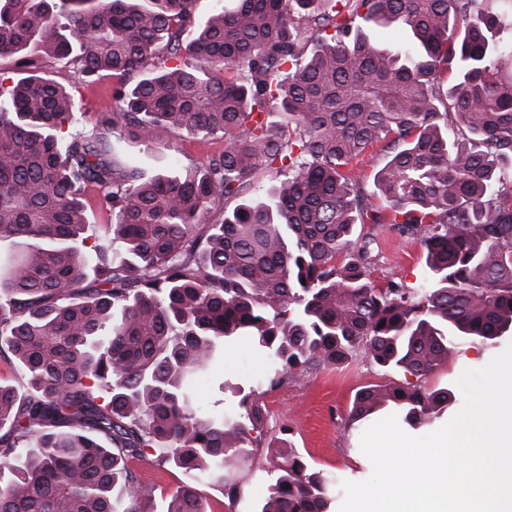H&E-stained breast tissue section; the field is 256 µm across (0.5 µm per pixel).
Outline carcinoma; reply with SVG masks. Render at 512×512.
<instances>
[{"instance_id":"carcinoma-1","label":"carcinoma","mask_w":512,"mask_h":512,"mask_svg":"<svg viewBox=\"0 0 512 512\" xmlns=\"http://www.w3.org/2000/svg\"><path fill=\"white\" fill-rule=\"evenodd\" d=\"M328 2L199 23L195 0H0V512H140L148 448L184 476L165 512H200L199 483L234 498L261 407L199 412L189 382L240 341L275 388L359 355L419 380L512 327V0ZM57 68L112 79L94 126ZM185 134L224 148L177 171L159 153ZM89 192L112 215L92 243ZM359 224L419 244L426 285L376 284ZM453 401L368 386L349 418L420 427ZM274 468L257 512H330L296 449Z\"/></svg>"}]
</instances>
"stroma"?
I'll list each match as a JSON object with an SVG mask.
<instances>
[{
	"instance_id": "1",
	"label": "stroma",
	"mask_w": 512,
	"mask_h": 512,
	"mask_svg": "<svg viewBox=\"0 0 512 512\" xmlns=\"http://www.w3.org/2000/svg\"><path fill=\"white\" fill-rule=\"evenodd\" d=\"M375 265L372 274L377 283L394 279L414 288L427 274L421 248L405 241L392 226L375 228ZM512 342V332L497 345L465 338L459 340L444 364L422 381L428 390L454 388L465 369H478L484 359L494 357ZM270 362L238 343L224 362L216 363L194 389V403L204 410L238 412L241 391L254 390L264 412L260 440L253 454L240 469L239 493L228 499L223 490L208 484L197 487L203 512H256L274 482L272 462L280 448L294 446L309 464L331 476L335 482L362 481L372 465L360 449L365 423H351L349 414L356 393L371 385H405L402 372L387 370L356 357L339 366L320 368L295 381L275 388L266 378ZM139 481L151 491L146 506L157 512L182 482L180 471L160 467L152 460L132 464Z\"/></svg>"
}]
</instances>
